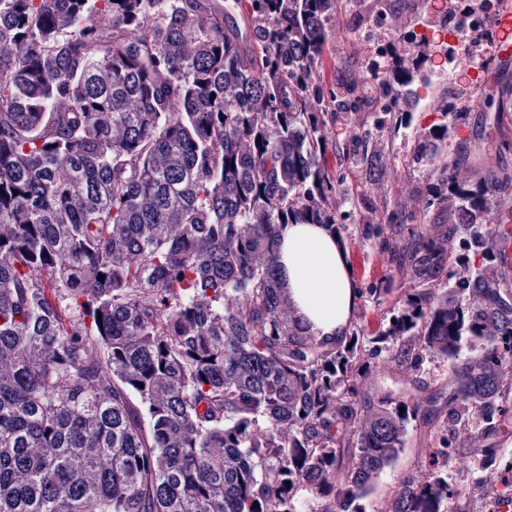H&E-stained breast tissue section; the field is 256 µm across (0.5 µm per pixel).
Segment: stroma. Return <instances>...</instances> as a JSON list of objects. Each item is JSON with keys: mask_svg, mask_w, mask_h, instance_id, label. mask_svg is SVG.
I'll use <instances>...</instances> for the list:
<instances>
[{"mask_svg": "<svg viewBox=\"0 0 512 512\" xmlns=\"http://www.w3.org/2000/svg\"><path fill=\"white\" fill-rule=\"evenodd\" d=\"M386 23H378L375 0H339L328 23L329 39L323 57V70L335 83L338 93L354 88L364 100L359 111L339 113L326 129L329 167L338 180L336 208L344 215L347 230L342 244L347 252L359 287L379 283L386 294L374 299L360 296L354 323L376 329L396 306L403 286L387 253L363 238L364 224L388 223L392 213L416 207L425 186L433 182L432 166L412 159L416 129L444 123L437 108L441 99L464 106L467 125L448 131L445 150L455 153L460 144L470 146L492 165L512 174V150H501V140H512V56L495 58L493 50L475 51L469 37L452 25H443L444 37L452 48L451 68L446 78L430 85L415 83L424 91L425 107L414 110L410 128H396L393 121H380L374 107L377 83L368 65L379 46L404 35L421 36L429 32L441 0H394ZM366 139L378 154L384 169L376 182L365 175L360 154L354 151L355 139ZM425 450L418 437H411L396 468L386 470L377 480L368 512H378L392 498L407 471H424Z\"/></svg>", "mask_w": 512, "mask_h": 512, "instance_id": "obj_1", "label": "stroma"}]
</instances>
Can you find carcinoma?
Instances as JSON below:
<instances>
[{
  "label": "carcinoma",
  "mask_w": 512,
  "mask_h": 512,
  "mask_svg": "<svg viewBox=\"0 0 512 512\" xmlns=\"http://www.w3.org/2000/svg\"><path fill=\"white\" fill-rule=\"evenodd\" d=\"M239 2L244 36L223 0H0V512H367L418 421L428 466L386 512H452L483 474L500 505L512 277L491 201L512 178L460 180L461 146L425 190L440 223L363 225L408 287L374 332L318 339L276 251L285 224L345 229L325 127L358 97L322 75L336 0ZM395 51L369 64L391 106L419 74ZM447 137L419 129L414 160Z\"/></svg>",
  "instance_id": "cac0c4a2"
}]
</instances>
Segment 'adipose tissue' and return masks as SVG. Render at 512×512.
<instances>
[{
  "label": "adipose tissue",
  "instance_id": "1",
  "mask_svg": "<svg viewBox=\"0 0 512 512\" xmlns=\"http://www.w3.org/2000/svg\"><path fill=\"white\" fill-rule=\"evenodd\" d=\"M276 256L292 305L321 339L344 338L359 300L345 248L318 224H287Z\"/></svg>",
  "mask_w": 512,
  "mask_h": 512
}]
</instances>
